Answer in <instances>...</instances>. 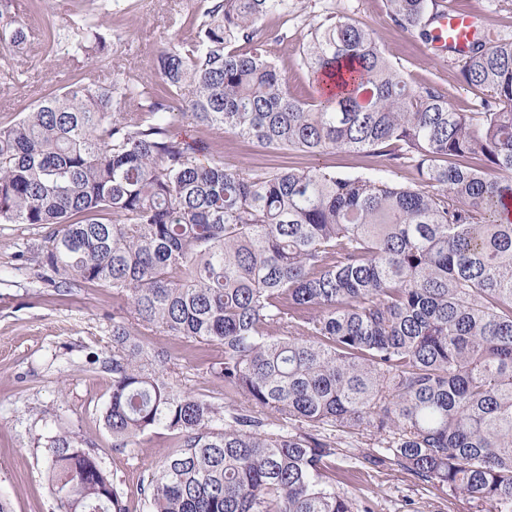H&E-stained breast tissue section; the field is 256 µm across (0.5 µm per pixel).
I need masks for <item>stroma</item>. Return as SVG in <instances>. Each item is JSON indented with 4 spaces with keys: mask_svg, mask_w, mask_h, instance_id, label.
<instances>
[{
    "mask_svg": "<svg viewBox=\"0 0 512 512\" xmlns=\"http://www.w3.org/2000/svg\"><path fill=\"white\" fill-rule=\"evenodd\" d=\"M455 8L484 23L494 36L512 38V0H449ZM287 19L269 17L284 38L267 51L286 69L294 93L311 97L315 89L299 54L313 23L330 12L346 11L374 28L388 58L416 83H434L459 112L480 109L478 91L463 85L451 53L425 54L418 33L397 28L386 0H293ZM213 0H13L15 26L27 39L15 54L16 80L0 86V127H8L44 95L81 74L108 84L113 71L153 81L158 54L177 38H191ZM102 34L106 53L95 61L74 58L70 46L87 29ZM225 163L274 167L285 160L316 164L353 175H373L374 158L341 153L314 159L264 149L217 129H195ZM45 228L0 224V497L12 512H57L48 479V437L72 432L92 448L120 493L126 512H149L139 492L143 477L174 444L170 432L157 430L137 446L116 447L105 429L103 413L112 393V373L101 359L111 346L112 324L129 319L130 310L111 289L75 284L58 295L52 273L39 267L32 244L44 241ZM150 350L172 355L178 363L177 385L216 403L224 400L223 382L212 379L198 355V344L159 334L145 337ZM336 488L369 506L371 512H475L465 500L435 489L393 464L356 471L355 462L377 443L369 432H336Z\"/></svg>",
    "mask_w": 512,
    "mask_h": 512,
    "instance_id": "35a3bbf8",
    "label": "stroma"
}]
</instances>
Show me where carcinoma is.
I'll list each match as a JSON object with an SVG mask.
<instances>
[{"label":"carcinoma","mask_w":512,"mask_h":512,"mask_svg":"<svg viewBox=\"0 0 512 512\" xmlns=\"http://www.w3.org/2000/svg\"><path fill=\"white\" fill-rule=\"evenodd\" d=\"M387 3L395 25L429 37L437 0ZM289 8L214 0L150 84L69 82L0 128V224L50 228L37 258L56 287L106 286L128 304L103 360V420L119 448L159 429L178 438L140 483L151 512H370L330 482L331 428L378 437L373 467L512 512V40L460 54L482 111L455 112L391 65L373 28L332 13L300 52L310 101L259 39ZM71 49L89 61L106 43ZM175 110L265 149L384 157L418 178L202 160ZM144 329L202 356L221 348L208 369L225 403L181 391ZM46 448L53 490L71 489L58 512H126L75 436Z\"/></svg>","instance_id":"carcinoma-1"}]
</instances>
